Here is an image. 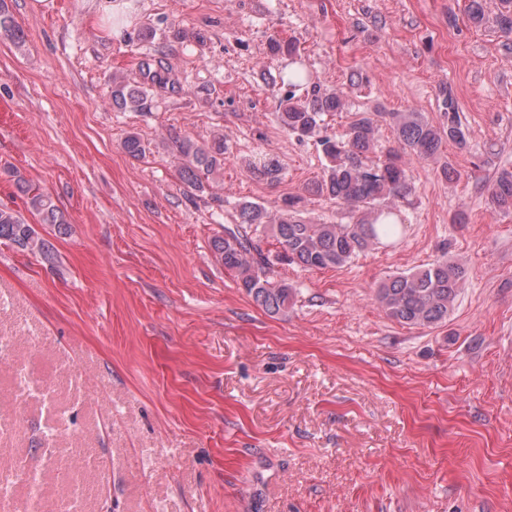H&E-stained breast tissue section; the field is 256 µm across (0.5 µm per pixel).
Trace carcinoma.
Returning <instances> with one entry per match:
<instances>
[{"label":"carcinoma","mask_w":512,"mask_h":512,"mask_svg":"<svg viewBox=\"0 0 512 512\" xmlns=\"http://www.w3.org/2000/svg\"><path fill=\"white\" fill-rule=\"evenodd\" d=\"M494 22L504 35L512 34V0H500ZM0 36L16 44L25 41L24 31L1 0ZM268 52L293 58L299 49L292 39L273 38ZM279 81L288 87L287 95L279 102V123L300 140L317 138L326 160L321 176L307 184L306 193L329 199L360 217L351 224H318L303 215L301 196L284 199L283 207L274 214L258 203H238L235 224L224 227V235L211 240V250L225 269L235 273L239 287L272 316L287 315L295 294L288 281L272 277L276 265L305 270L341 268L360 253L401 236L404 224L394 216L396 203L411 193L405 157L437 161L446 143L466 142L457 105L449 96L443 101L438 123L420 112L378 113L389 119L394 146L387 149L384 160L375 163L370 155L379 147V125L373 114L355 112L341 135L323 136V116L348 108L343 92L310 82L302 68L279 73ZM170 85V69L163 61H142L137 78L112 77V102L122 110L147 112L151 91ZM172 146L182 161L180 176L184 183L199 193L209 190L210 176L224 167V133L214 132L210 143L202 145L187 135L175 137ZM123 149L134 159L149 151L136 134L126 136ZM248 170L253 177L269 183L279 182L283 173L277 160L265 157L250 162ZM15 186L41 223L53 226L61 235L69 232L68 220L46 190L20 175L15 176ZM487 201L495 212L512 214V167L497 172L487 188ZM263 235L273 238L279 250L264 251L260 245ZM0 242L38 254L51 265L57 261L53 245L40 237L21 214L2 205ZM464 281V270L444 257L424 268L388 277L379 284L376 299L389 319L433 328L448 322Z\"/></svg>","instance_id":"1"}]
</instances>
